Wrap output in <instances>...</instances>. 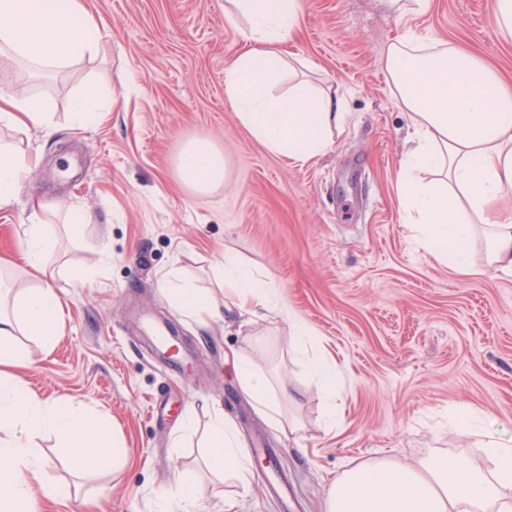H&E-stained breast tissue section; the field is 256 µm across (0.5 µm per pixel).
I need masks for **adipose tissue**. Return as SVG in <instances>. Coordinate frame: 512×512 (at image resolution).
Instances as JSON below:
<instances>
[{
  "instance_id": "adipose-tissue-1",
  "label": "adipose tissue",
  "mask_w": 512,
  "mask_h": 512,
  "mask_svg": "<svg viewBox=\"0 0 512 512\" xmlns=\"http://www.w3.org/2000/svg\"><path fill=\"white\" fill-rule=\"evenodd\" d=\"M225 15L237 23L241 48L225 70V91L240 121L269 151L306 163L330 146L344 121L336 96L297 85L276 98L270 87L290 66L286 47L300 21L299 0H226ZM104 29L81 0H0V49L26 60L40 73L64 68L92 53ZM386 71L408 114L410 147L399 177V202L422 247L463 276L489 271L512 273V210L503 206L512 191V88L480 58L460 45H426L404 35L388 49ZM52 114L39 100H19L0 80V123L49 128ZM181 180L199 192L224 182V156L211 141L194 139L177 162ZM417 168L441 179L425 184ZM25 155L0 150V208L10 206L28 172ZM490 240L484 260L472 244L477 234ZM235 304L287 315L268 277L225 257L215 272ZM172 304L195 315L213 301L210 292L169 271L161 279ZM60 297L52 287L21 290L12 310L0 308V512H36L39 497L69 498L67 484L40 488L29 479L42 464L38 449L22 441L25 433L48 432L59 451L77 467L104 460L121 463L123 453L112 425L83 405L47 404L28 394L12 371L28 366V347L11 343L14 330L50 346L58 334ZM242 393L269 425L282 427L281 398L266 372L238 351L226 356ZM456 425L479 435L484 458L429 456L414 462L390 457L362 463L337 474L328 489L326 512H512V445L488 432L482 418L457 415ZM206 465L235 489L225 499L234 512L238 497L251 491V465L234 425L222 410L212 414L206 434ZM203 487L175 472L157 498V512H194Z\"/></svg>"
}]
</instances>
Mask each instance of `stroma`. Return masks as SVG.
Returning a JSON list of instances; mask_svg holds the SVG:
<instances>
[{
    "instance_id": "obj_1",
    "label": "stroma",
    "mask_w": 512,
    "mask_h": 512,
    "mask_svg": "<svg viewBox=\"0 0 512 512\" xmlns=\"http://www.w3.org/2000/svg\"><path fill=\"white\" fill-rule=\"evenodd\" d=\"M84 3L105 23L92 56L37 79L0 55L11 93L45 101L53 114L48 131L0 125V144L33 162L17 202L0 208V273L18 289L52 286L61 301L53 349L21 339L32 352L15 372L22 387L110 419L125 463L81 471L58 455L53 435L30 436L45 461L31 481L73 493L63 504L42 501L41 512H156L176 467L207 486L200 512H224L228 487L200 456L215 405L253 463V491L236 512H325L336 474L373 458L480 460L473 439L449 424L464 406L512 438V275L462 276L417 245L397 195L408 116L385 73L388 44L410 32L465 46L512 84V36L494 25L495 0H430L425 13L406 16L383 0H302L290 49L347 116L329 150L306 164L270 152L227 98L224 68L240 34L224 0ZM88 83L110 110L79 129L69 106ZM196 138L223 152V187L198 193L182 182L175 161ZM36 203L56 241L37 275L23 257ZM72 205L90 215L79 237L66 224ZM228 252L269 273L289 316L315 331L339 373L335 425L294 353L289 316H192L161 288L176 269L223 299L213 271ZM72 268L85 269L86 282L70 281ZM153 324L176 330V358L155 350ZM256 343L288 395L279 429L224 362L228 349L248 354ZM269 448L280 451L273 477L263 467Z\"/></svg>"
}]
</instances>
